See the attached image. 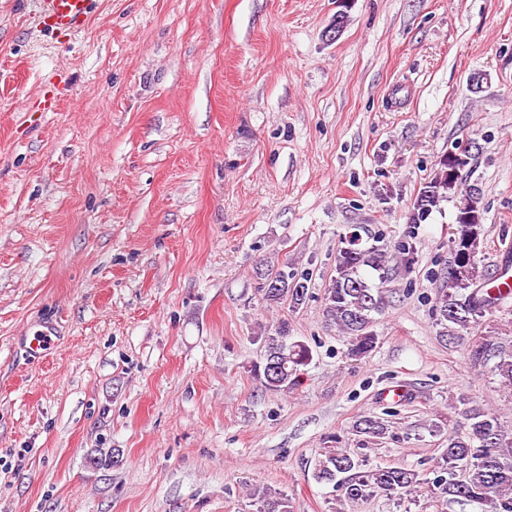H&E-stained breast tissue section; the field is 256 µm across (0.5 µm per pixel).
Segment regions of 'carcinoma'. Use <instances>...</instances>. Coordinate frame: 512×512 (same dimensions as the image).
I'll use <instances>...</instances> for the list:
<instances>
[{"instance_id":"cac0c4a2","label":"carcinoma","mask_w":512,"mask_h":512,"mask_svg":"<svg viewBox=\"0 0 512 512\" xmlns=\"http://www.w3.org/2000/svg\"><path fill=\"white\" fill-rule=\"evenodd\" d=\"M457 151L444 155L430 181L418 192L412 223L418 224L441 201L458 191L460 172L467 163L459 161ZM484 207L479 190L462 195L451 236V260L447 276L435 294L433 307L441 338L469 335L486 314L497 306L496 295L485 288L487 276L477 263L484 244ZM388 252L382 247L362 248L342 240L336 251L334 272L322 297L323 312L346 338L348 355L361 358L377 343L372 327L375 316L389 305ZM379 272V283L369 281L365 268ZM256 290L269 304H286L291 310L305 305L309 298L307 278L283 264L277 269L257 272ZM264 354L253 364L251 373L270 392H284L298 383L301 368L312 360L307 342L289 335L288 323L280 322L260 336ZM473 365L483 366L494 359L493 371L502 385L512 387V352L503 349L492 336L474 338L469 352ZM458 414L461 424L448 437L447 448L431 469L433 477L422 478L415 469L405 467H369L361 453L348 448L322 450L312 476L318 483L330 484L343 495V501L355 503L374 496L389 499L408 495L422 485L445 502L474 504L478 512H512V433L505 429L498 415L468 397L460 396ZM353 431L362 443H373L389 432L388 421L379 416H363ZM258 512H294L287 494L269 488L255 489Z\"/></svg>"}]
</instances>
